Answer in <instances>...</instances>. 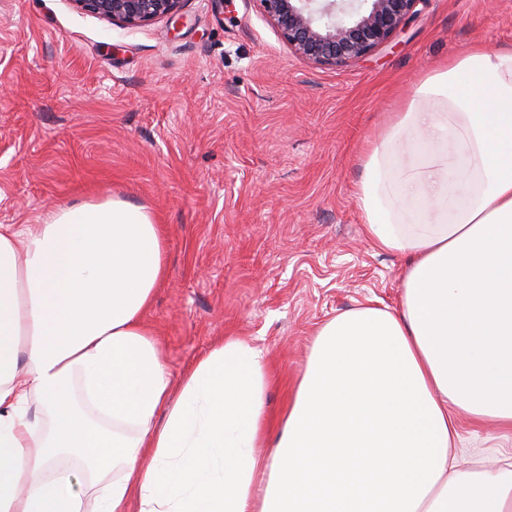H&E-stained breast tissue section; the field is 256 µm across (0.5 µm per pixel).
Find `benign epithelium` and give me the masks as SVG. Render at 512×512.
<instances>
[{
    "mask_svg": "<svg viewBox=\"0 0 512 512\" xmlns=\"http://www.w3.org/2000/svg\"><path fill=\"white\" fill-rule=\"evenodd\" d=\"M80 10L133 27L174 20L184 0H71ZM430 0H260L290 51L318 67L348 66L388 46Z\"/></svg>",
    "mask_w": 512,
    "mask_h": 512,
    "instance_id": "obj_1",
    "label": "benign epithelium"
}]
</instances>
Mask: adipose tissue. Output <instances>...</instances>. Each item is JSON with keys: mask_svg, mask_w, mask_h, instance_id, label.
<instances>
[{"mask_svg": "<svg viewBox=\"0 0 512 512\" xmlns=\"http://www.w3.org/2000/svg\"><path fill=\"white\" fill-rule=\"evenodd\" d=\"M359 163L368 239L408 259L400 309L318 327L274 436L251 343L172 383L143 320L165 274L145 207L0 224V512H83L69 456L100 512H512L506 471L449 455L459 414L512 425V46L426 73Z\"/></svg>", "mask_w": 512, "mask_h": 512, "instance_id": "adipose-tissue-1", "label": "adipose tissue"}]
</instances>
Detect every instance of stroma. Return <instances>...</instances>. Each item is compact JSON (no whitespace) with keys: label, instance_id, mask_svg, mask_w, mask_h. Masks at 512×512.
Masks as SVG:
<instances>
[{"label":"stroma","instance_id":"1","mask_svg":"<svg viewBox=\"0 0 512 512\" xmlns=\"http://www.w3.org/2000/svg\"><path fill=\"white\" fill-rule=\"evenodd\" d=\"M512 46V0H431L356 64L294 55L258 0H184L120 27L69 0H0V224L119 197L146 206L167 259L146 319L172 377L235 336L263 350L288 408L316 329L399 309L404 259L367 240L359 158L431 67ZM494 467L512 429L459 418Z\"/></svg>","mask_w":512,"mask_h":512}]
</instances>
